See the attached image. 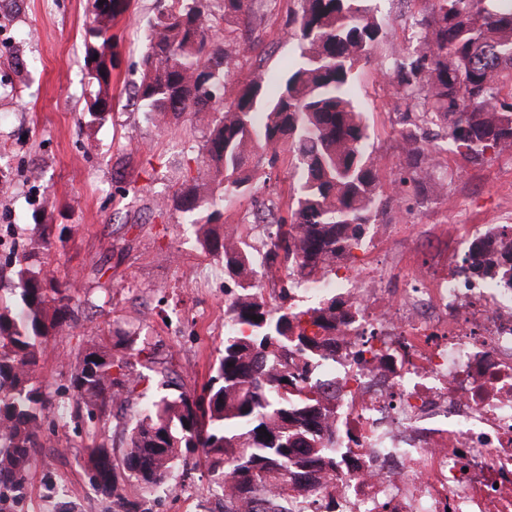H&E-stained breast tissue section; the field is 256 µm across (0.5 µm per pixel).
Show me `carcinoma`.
Wrapping results in <instances>:
<instances>
[{
	"instance_id": "obj_1",
	"label": "carcinoma",
	"mask_w": 512,
	"mask_h": 512,
	"mask_svg": "<svg viewBox=\"0 0 512 512\" xmlns=\"http://www.w3.org/2000/svg\"><path fill=\"white\" fill-rule=\"evenodd\" d=\"M89 0L85 65L98 85L86 103L91 123L112 111L116 68L114 21L130 0ZM251 0H156L133 99L176 133L180 119L206 129L191 147L198 170H214L213 183L198 175L176 200L187 223L204 228L201 245L224 255V273L239 293L226 299L231 326L220 358L202 390H177L140 400L143 375L127 356L136 339L116 334L109 346L78 352L70 376L76 410L98 420L87 446L102 494L124 498L127 483L152 490L172 487L176 473L203 461L224 492L221 512H322L327 490L313 479L336 470V432L322 429L329 415L314 372L336 342L342 302L329 295L304 309L276 304L256 284L257 268L288 280L325 279L336 260L354 258L365 226L384 224L391 201L411 209L422 193L447 199L448 169L436 142L469 164L512 149V0H426L412 40L381 71L398 87L405 106L401 131L403 170L392 196L379 193L378 168L368 151L363 112L350 96L359 65L382 33L364 0H299L284 24L295 42L293 63L274 78L252 73L234 98L225 95L239 53L214 45L221 21L251 13ZM272 152L269 169L261 165ZM285 154L299 187L282 200L272 186ZM264 189L259 211L268 215L265 251L224 224L216 193L238 197ZM52 225L37 224L28 247L11 257L13 301L0 297V486L18 485L42 447L44 425L65 428L68 404L39 381L49 339L73 324L69 281L56 278L36 257L52 248ZM139 405L125 447L97 442L118 403ZM310 481L305 500L294 499L298 479Z\"/></svg>"
}]
</instances>
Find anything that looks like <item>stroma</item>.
<instances>
[{
    "mask_svg": "<svg viewBox=\"0 0 512 512\" xmlns=\"http://www.w3.org/2000/svg\"><path fill=\"white\" fill-rule=\"evenodd\" d=\"M366 6L383 33L354 92L387 196L402 159L403 107L395 87L378 74L403 48L426 4L366 0ZM297 7V0H254L249 23L218 26L215 38L225 48L253 39L227 94L255 69L277 76L291 63L294 45L283 24ZM153 15L154 0H131L113 26L119 66L109 89L112 112L90 125L84 107L96 86L85 66L87 0H0V168L14 179L13 191L0 197V294L9 295L14 282L4 258L25 248L34 225H52L53 246L41 260L72 282L78 318L76 329L49 341L40 360V381L58 399L71 395L78 351L91 340L111 343L114 331L135 336L131 360L139 371L147 372L145 357L153 355L168 362L188 390L212 375L224 341V259L202 248L198 226L186 223L174 204L196 174L190 148L204 131L185 119L179 134L167 133L131 99ZM447 191L444 203L393 210L391 237L379 242L377 259L388 260L398 249L432 266L435 256L424 242L458 235L468 224H512V153L478 167L449 155ZM98 259L107 262L103 289L89 273ZM96 428L84 414L47 433L25 480L0 489V512H126L88 479V434ZM222 493L201 466L180 479L176 491L147 492L133 482L127 498L142 512H208Z\"/></svg>",
    "mask_w": 512,
    "mask_h": 512,
    "instance_id": "obj_1",
    "label": "stroma"
}]
</instances>
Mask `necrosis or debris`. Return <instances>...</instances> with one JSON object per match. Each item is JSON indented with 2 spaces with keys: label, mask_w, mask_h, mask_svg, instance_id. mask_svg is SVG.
<instances>
[{
  "label": "necrosis or debris",
  "mask_w": 512,
  "mask_h": 512,
  "mask_svg": "<svg viewBox=\"0 0 512 512\" xmlns=\"http://www.w3.org/2000/svg\"><path fill=\"white\" fill-rule=\"evenodd\" d=\"M444 271L361 260L307 297L343 295L336 350V512H512V246L482 225Z\"/></svg>",
  "instance_id": "necrosis-or-debris-1"
}]
</instances>
